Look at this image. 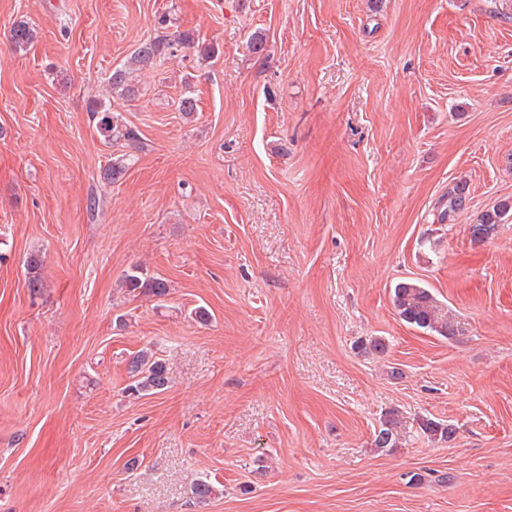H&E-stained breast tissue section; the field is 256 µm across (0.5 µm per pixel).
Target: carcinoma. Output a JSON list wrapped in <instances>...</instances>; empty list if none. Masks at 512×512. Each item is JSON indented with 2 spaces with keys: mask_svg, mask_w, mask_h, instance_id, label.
Segmentation results:
<instances>
[{
  "mask_svg": "<svg viewBox=\"0 0 512 512\" xmlns=\"http://www.w3.org/2000/svg\"><path fill=\"white\" fill-rule=\"evenodd\" d=\"M34 39V30L25 21L16 22L9 31V40L18 50L26 49ZM197 48L202 59L215 56L216 48L212 45L195 44V39L188 33L168 31V24L163 22L155 35L139 43L126 57L124 62L114 68L107 82L112 88V95L132 101L140 95L139 86L134 82L135 72L153 68L169 56L183 48ZM94 128L105 145L120 144L127 151L111 157L100 173V178L108 183L122 179L138 157L136 152L143 149V141L135 128L125 121L123 115L99 100L92 104ZM470 203L466 186H458L448 192L446 208L439 213L442 222L449 221L454 214L468 208ZM512 212V201H502L492 209L484 212L473 233H491L495 227ZM28 285L34 290L43 287L41 263L31 259L27 263ZM120 290L132 298L146 297L156 305H161L169 295L167 282L159 277L151 276L141 264L130 266L119 282ZM393 307L398 317L407 324L435 333L447 338L453 335L448 322V313L440 305L431 289L422 286L414 279L398 282L391 291ZM127 373L131 383L127 392L135 396L161 394L170 387V377L166 362L150 350H141L130 357L127 362ZM402 417L393 409L385 412L380 418L379 427L374 432V446L391 450L398 446ZM419 427L434 442H448L455 434L451 425L431 418H422ZM216 495L214 484L206 478H198L189 486L186 504L190 507L203 508Z\"/></svg>",
  "mask_w": 512,
  "mask_h": 512,
  "instance_id": "cac0c4a2",
  "label": "carcinoma"
}]
</instances>
